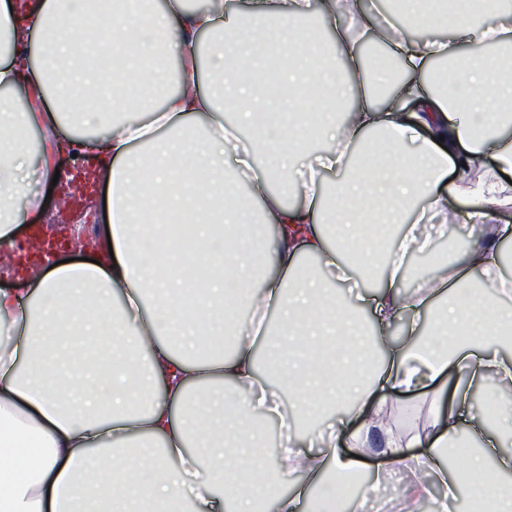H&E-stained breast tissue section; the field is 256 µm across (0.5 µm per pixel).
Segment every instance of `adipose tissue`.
Wrapping results in <instances>:
<instances>
[{
  "mask_svg": "<svg viewBox=\"0 0 512 512\" xmlns=\"http://www.w3.org/2000/svg\"><path fill=\"white\" fill-rule=\"evenodd\" d=\"M502 2L399 0L405 25L384 39L359 0H251L249 38L225 20L224 0H0V252L14 253L26 221L15 198L27 212L39 205L27 166L48 181L57 157L74 153L96 162L107 189L94 261L40 263L0 286V512H361V496L344 501L328 487L369 457L374 480L405 476L406 504L430 478L451 492L469 482L474 499L499 506L512 475V433L494 426H512V351L501 349L512 341V277L500 250L512 224L495 221L512 205V12ZM315 13L334 27L332 44L306 26ZM418 26L448 37L409 36ZM364 38L402 65L380 101L371 84L381 67L361 57ZM173 45L180 83L161 98ZM260 59L285 91L289 124L244 71ZM437 60L463 96L431 90ZM105 100L151 120L111 119L95 134L66 121L77 104L94 122ZM229 114L263 141L229 135ZM323 136L338 151L309 153ZM408 139L417 152H401ZM140 146L149 154L138 165ZM304 154L308 169L291 171ZM228 155L259 190L288 173L258 207L278 277L253 273L262 245L226 178ZM325 171L338 175L327 187ZM291 193L298 204L284 203ZM460 206L463 259L437 262L403 295L407 253L429 249L432 228L446 229ZM370 222L401 227L376 290L351 301L298 277L304 256L331 272L373 256ZM271 311L276 330L255 327ZM261 343L276 358L270 378ZM487 387L499 405L491 422L472 401ZM412 391L428 400L426 415L391 428L386 394ZM274 419L287 434L264 469L261 425Z\"/></svg>",
  "mask_w": 512,
  "mask_h": 512,
  "instance_id": "adipose-tissue-1",
  "label": "adipose tissue"
}]
</instances>
